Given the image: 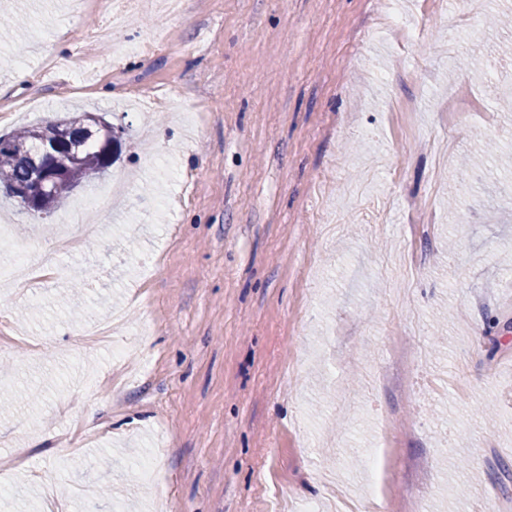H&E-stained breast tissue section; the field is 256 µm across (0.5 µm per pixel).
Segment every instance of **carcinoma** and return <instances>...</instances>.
Instances as JSON below:
<instances>
[{"label":"carcinoma","mask_w":512,"mask_h":512,"mask_svg":"<svg viewBox=\"0 0 512 512\" xmlns=\"http://www.w3.org/2000/svg\"><path fill=\"white\" fill-rule=\"evenodd\" d=\"M65 132L75 158L45 192L39 214L48 216L69 194L104 175L117 159L125 129L100 112L69 113L56 120L0 135V185L8 188L31 177L41 147Z\"/></svg>","instance_id":"carcinoma-1"}]
</instances>
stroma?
I'll return each instance as SVG.
<instances>
[{"label": "stroma", "instance_id": "stroma-1", "mask_svg": "<svg viewBox=\"0 0 512 512\" xmlns=\"http://www.w3.org/2000/svg\"><path fill=\"white\" fill-rule=\"evenodd\" d=\"M120 8L0 0V134L103 113L129 136L68 207L133 182L31 294L14 252L66 212L0 194V512H52L48 482L93 512H376L389 436L385 512H512V28L485 23L512 0L415 2L382 40L390 0Z\"/></svg>", "mask_w": 512, "mask_h": 512}]
</instances>
